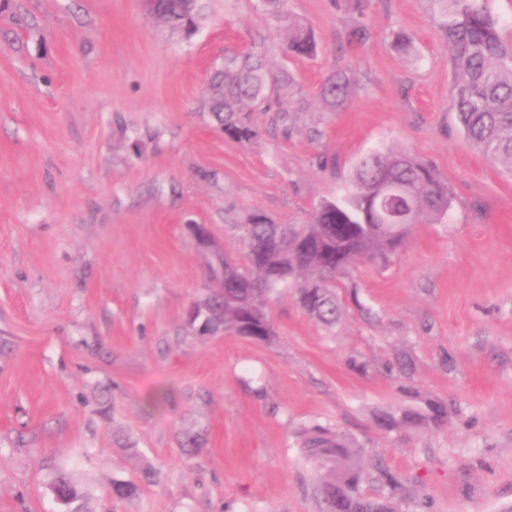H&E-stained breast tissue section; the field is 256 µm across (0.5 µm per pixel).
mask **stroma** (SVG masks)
Returning a JSON list of instances; mask_svg holds the SVG:
<instances>
[{
    "instance_id": "obj_1",
    "label": "stroma",
    "mask_w": 512,
    "mask_h": 512,
    "mask_svg": "<svg viewBox=\"0 0 512 512\" xmlns=\"http://www.w3.org/2000/svg\"><path fill=\"white\" fill-rule=\"evenodd\" d=\"M355 1L287 0L318 43L301 58L260 0H202L189 35L140 0H0V512H58L61 472L89 512H322L296 437L312 424L405 476L402 512H512V176L449 108L430 0ZM249 50L295 86L248 108L242 144L203 92ZM339 68L332 110L319 92ZM389 149L435 168L448 212L351 266L334 328L288 289L272 343L187 334L208 282L189 225L242 256L248 214L306 223ZM429 402L440 425H377ZM118 479L137 494L113 499ZM349 79L343 71L332 73L322 88V97L329 107H340L348 99Z\"/></svg>"
}]
</instances>
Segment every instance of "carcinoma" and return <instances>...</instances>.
<instances>
[{
    "label": "carcinoma",
    "instance_id": "carcinoma-1",
    "mask_svg": "<svg viewBox=\"0 0 512 512\" xmlns=\"http://www.w3.org/2000/svg\"><path fill=\"white\" fill-rule=\"evenodd\" d=\"M443 18L441 27L455 74L451 109L457 114L464 136L487 157L512 175V42H505L496 20L483 0H431ZM198 0H158L155 17L189 32L197 26ZM288 53L313 57L318 45L312 31L289 19ZM269 75L253 53L224 60V68L209 81L206 107L221 125L224 135L240 143L250 142L257 132L242 121L241 112L265 99ZM349 79L342 71L332 73L322 88L330 107L348 99ZM389 173L404 183L418 205L416 223H428L448 211V185L427 163L406 151L384 154L372 151L354 166L352 190L323 201L305 224H276L260 215H249L237 225L246 248L241 266L215 245L207 246L208 269L214 287L198 303L211 312L187 322L192 334L222 332L270 342L276 336L269 302L292 288L298 305L323 326L332 328L343 310L336 293L337 280L356 262L396 251L405 233L396 224L374 223L375 188L379 174ZM446 417L435 404L429 412L406 410L386 414L382 425H435ZM302 456L331 465L320 477L317 491L324 512H399L394 499L401 496L405 479L374 459L361 464L355 450L339 433L320 424L301 430ZM370 480L388 489L386 497H369L361 485ZM52 486L67 501L69 512H86L84 494L71 478L61 473Z\"/></svg>",
    "mask_w": 512,
    "mask_h": 512
}]
</instances>
